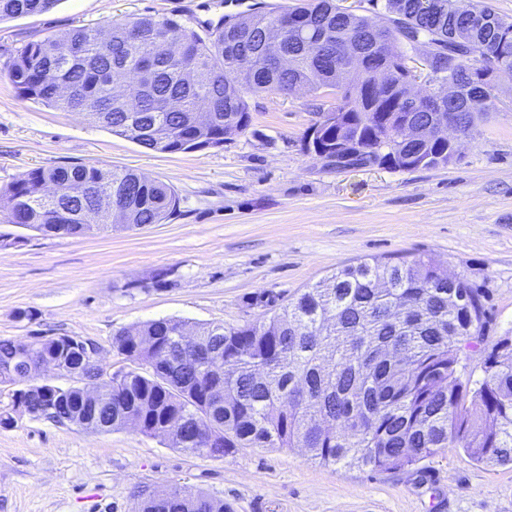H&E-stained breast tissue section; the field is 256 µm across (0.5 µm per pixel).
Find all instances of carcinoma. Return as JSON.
I'll list each match as a JSON object with an SVG mask.
<instances>
[{"mask_svg":"<svg viewBox=\"0 0 512 512\" xmlns=\"http://www.w3.org/2000/svg\"><path fill=\"white\" fill-rule=\"evenodd\" d=\"M59 0H0V20L47 12ZM486 19L467 26L453 0H384L380 26L334 0L282 11L258 7L245 20L224 15L205 41L176 20L129 17L101 27L73 28L31 41L6 65L18 94L78 112L111 133L161 153L224 145V134L251 122L247 98L290 92L336 96L335 112L351 115L360 145H390L393 170L419 168L449 144L399 136L410 115L438 113L404 101L410 44L426 43V82L440 96L448 78L459 85L464 129L488 109L495 84L488 72L512 70V21L478 0ZM282 14L297 18L281 42L263 32ZM363 39L368 58L388 72L381 89L351 77L350 43ZM288 67L278 66L281 53ZM458 59L448 70V57ZM340 131L320 129L325 153ZM58 190L54 203L41 198ZM112 194L100 207L99 195ZM179 199L168 185L132 170L90 165L32 170L0 193V216L41 232L79 234L91 222L103 231L131 230L173 218ZM486 310L479 289L445 278L423 256L361 261L336 268L261 321L205 323L183 341L186 322L167 318L119 330L112 348L133 363L104 379L79 352L64 367L99 380L94 404L79 389L32 385L22 398L31 419L96 432L135 423L191 456L226 457L241 448H302L323 465L394 471L461 448L480 462L512 464V336L480 351L484 378L464 376L462 361L483 340ZM59 353L44 337L0 339V385L19 386L38 361ZM206 416L219 439L206 437ZM133 512H230L224 500L167 486L138 498Z\"/></svg>","mask_w":512,"mask_h":512,"instance_id":"cac0c4a2","label":"carcinoma"}]
</instances>
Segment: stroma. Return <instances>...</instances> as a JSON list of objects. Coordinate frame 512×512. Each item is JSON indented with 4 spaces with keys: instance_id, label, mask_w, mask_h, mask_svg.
<instances>
[{
    "instance_id": "35a3bbf8",
    "label": "stroma",
    "mask_w": 512,
    "mask_h": 512,
    "mask_svg": "<svg viewBox=\"0 0 512 512\" xmlns=\"http://www.w3.org/2000/svg\"><path fill=\"white\" fill-rule=\"evenodd\" d=\"M225 0H60L0 21V67L27 42L107 20L168 17L200 36ZM305 92L250 96L251 123L219 148L160 153L74 112L22 99L0 75V190L30 170L95 165L169 185L163 224L84 236L0 222V338L92 339L108 371L125 327L160 318L244 325L337 267L422 255L485 294V346L512 335V79L478 114L457 158L433 169H334L308 154ZM179 485L232 512H512V466L444 449L372 472L300 449L198 458L134 429L98 433L23 418L0 428V512H132L139 492Z\"/></svg>"
}]
</instances>
